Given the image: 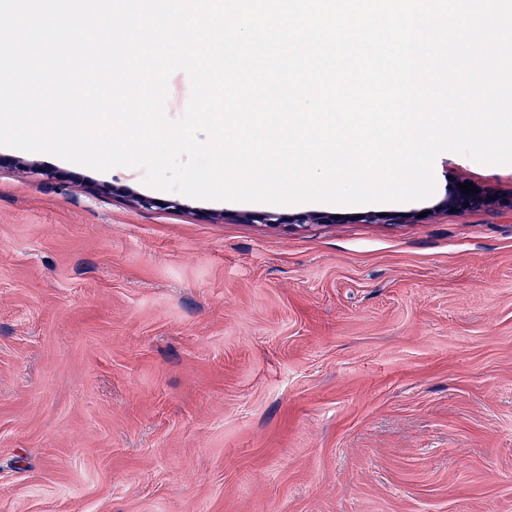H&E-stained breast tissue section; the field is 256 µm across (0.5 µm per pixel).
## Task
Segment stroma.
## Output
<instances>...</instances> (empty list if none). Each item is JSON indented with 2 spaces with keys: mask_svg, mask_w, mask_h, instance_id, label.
Segmentation results:
<instances>
[{
  "mask_svg": "<svg viewBox=\"0 0 512 512\" xmlns=\"http://www.w3.org/2000/svg\"><path fill=\"white\" fill-rule=\"evenodd\" d=\"M433 169L234 202L0 146V512H512V210L455 204L512 165ZM242 220L248 223L259 224H331L334 223V216L329 215H315V214H295L291 217L284 218L272 213H250L242 217Z\"/></svg>",
  "mask_w": 512,
  "mask_h": 512,
  "instance_id": "35a3bbf8",
  "label": "stroma"
}]
</instances>
